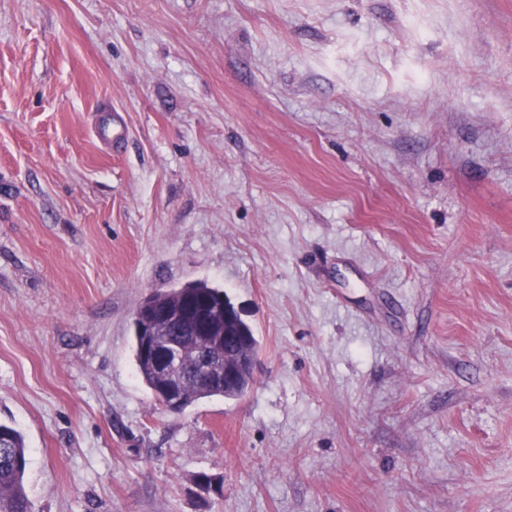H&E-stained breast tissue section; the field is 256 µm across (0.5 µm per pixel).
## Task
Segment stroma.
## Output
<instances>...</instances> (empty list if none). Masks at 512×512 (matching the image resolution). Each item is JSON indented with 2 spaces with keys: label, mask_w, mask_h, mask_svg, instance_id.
I'll list each match as a JSON object with an SVG mask.
<instances>
[{
  "label": "stroma",
  "mask_w": 512,
  "mask_h": 512,
  "mask_svg": "<svg viewBox=\"0 0 512 512\" xmlns=\"http://www.w3.org/2000/svg\"><path fill=\"white\" fill-rule=\"evenodd\" d=\"M196 280L254 383L170 413ZM0 423L33 512H512V0H0ZM149 299L156 305H162L165 302H176L191 304L195 301L206 300L217 306L231 304L224 291L210 286L205 281L192 282L180 288L158 290L149 296ZM211 316L203 306L195 310H186L180 305L156 310L147 303H141L134 313V325L139 328L140 339L135 328V358L138 378L152 392L157 399V378L149 359L161 377L158 391L163 407L170 412L178 411L206 398L223 397L224 399H238L243 397L252 387L253 372L248 368H238L232 379H225L228 364L224 366L217 357L219 350L224 347V336H215L216 329L211 323ZM176 336L172 341H166L162 336ZM196 340L201 344L196 352L195 364L192 369L198 384L223 386L214 388H200L196 382L188 377V386L185 390V375L183 345L187 341ZM141 350V355H140ZM184 395V398H183ZM183 399V401H182ZM232 332L241 338V342H244V347L241 351L243 359L256 358L259 353L260 344L252 327L244 320L235 318L232 323Z\"/></svg>",
  "instance_id": "obj_1"
}]
</instances>
